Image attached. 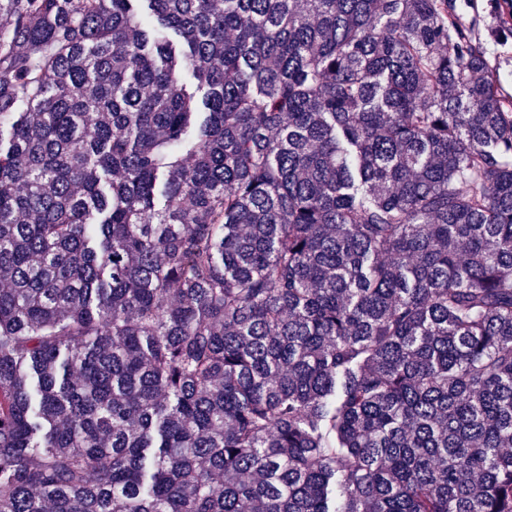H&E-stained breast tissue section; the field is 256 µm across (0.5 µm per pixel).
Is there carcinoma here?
Segmentation results:
<instances>
[{
	"label": "carcinoma",
	"mask_w": 512,
	"mask_h": 512,
	"mask_svg": "<svg viewBox=\"0 0 512 512\" xmlns=\"http://www.w3.org/2000/svg\"><path fill=\"white\" fill-rule=\"evenodd\" d=\"M488 68L453 0H0V512H512Z\"/></svg>",
	"instance_id": "carcinoma-1"
}]
</instances>
